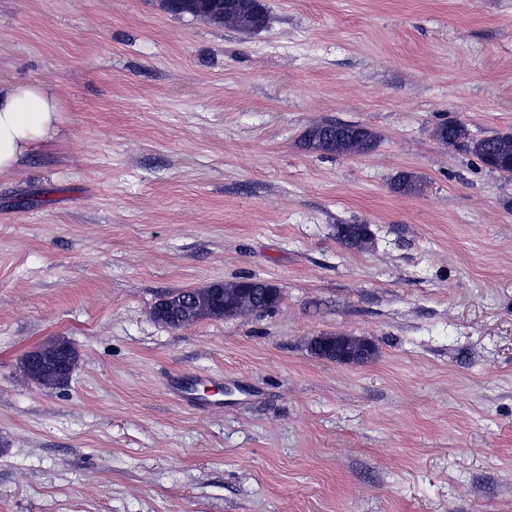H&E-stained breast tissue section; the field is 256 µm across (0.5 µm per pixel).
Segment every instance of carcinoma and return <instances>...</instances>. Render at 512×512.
Segmentation results:
<instances>
[{
    "mask_svg": "<svg viewBox=\"0 0 512 512\" xmlns=\"http://www.w3.org/2000/svg\"><path fill=\"white\" fill-rule=\"evenodd\" d=\"M232 3L237 6L238 28L248 31L266 26L267 9L261 0H232ZM433 135L438 141L476 157L487 168L512 176V132L477 139L470 136L465 124L444 122L434 129ZM301 143L311 152L344 156L368 154L377 147L378 140L363 125L324 122L306 129ZM392 188L398 193L416 194L421 183L415 175L403 172L396 175ZM336 238L345 248L354 251H366L373 244V235L367 224H339L336 226ZM226 290L240 292L245 305L258 307L265 313L274 310L282 298L280 289L273 285L257 278H246L212 283L210 313L201 310L198 289L168 294L156 304L154 313L158 321L172 329L183 328L205 318L222 319ZM309 349L314 355L332 361L342 353V348L336 345L332 336L313 337ZM77 360L75 346L64 338H57L38 347V351L27 354L23 368L29 370V380L37 383L39 376L48 375L54 377L56 387L62 388L69 386Z\"/></svg>",
    "mask_w": 512,
    "mask_h": 512,
    "instance_id": "carcinoma-1",
    "label": "carcinoma"
}]
</instances>
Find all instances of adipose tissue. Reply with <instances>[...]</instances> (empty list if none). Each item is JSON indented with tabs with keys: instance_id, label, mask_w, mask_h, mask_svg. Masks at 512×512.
Segmentation results:
<instances>
[{
	"instance_id": "obj_1",
	"label": "adipose tissue",
	"mask_w": 512,
	"mask_h": 512,
	"mask_svg": "<svg viewBox=\"0 0 512 512\" xmlns=\"http://www.w3.org/2000/svg\"><path fill=\"white\" fill-rule=\"evenodd\" d=\"M63 122L57 93L36 82L0 85V176L31 159L38 144L54 139Z\"/></svg>"
}]
</instances>
